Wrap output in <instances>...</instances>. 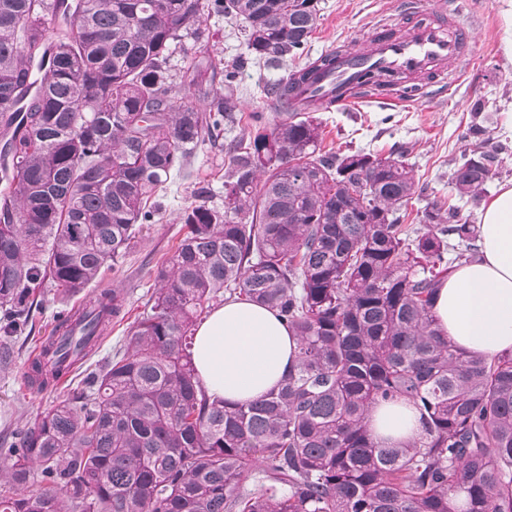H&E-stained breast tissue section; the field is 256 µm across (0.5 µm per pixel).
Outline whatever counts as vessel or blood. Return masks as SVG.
Listing matches in <instances>:
<instances>
[{
    "label": "vessel or blood",
    "mask_w": 512,
    "mask_h": 512,
    "mask_svg": "<svg viewBox=\"0 0 512 512\" xmlns=\"http://www.w3.org/2000/svg\"><path fill=\"white\" fill-rule=\"evenodd\" d=\"M370 45L362 51L333 49L330 62L316 71L296 92L297 98L313 97L346 108L361 102L365 73L394 72L401 80L415 76H447L457 86L480 47L460 9L447 17L416 20L402 16L396 29L371 32Z\"/></svg>",
    "instance_id": "vessel-or-blood-1"
}]
</instances>
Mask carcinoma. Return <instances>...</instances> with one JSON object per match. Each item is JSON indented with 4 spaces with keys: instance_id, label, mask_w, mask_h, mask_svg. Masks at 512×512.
<instances>
[{
    "instance_id": "obj_1",
    "label": "carcinoma",
    "mask_w": 512,
    "mask_h": 512,
    "mask_svg": "<svg viewBox=\"0 0 512 512\" xmlns=\"http://www.w3.org/2000/svg\"><path fill=\"white\" fill-rule=\"evenodd\" d=\"M207 12L241 23L267 69L303 58L320 18L319 0H0L4 338L39 307L31 288L77 294L122 264L191 156L227 157L224 205L203 186L183 209L186 233L123 353L0 448V512H512V356L464 355L431 313L442 278L474 257L478 225L434 203L422 228L402 223L420 195L403 149L321 153L323 105L291 101L308 63L269 89L289 111L254 112L249 142L224 143L235 75L185 51ZM496 163L495 145L464 148L457 195L479 200ZM220 298L269 308L299 340L296 367L250 403L210 399L192 362L197 319ZM121 307L115 290L90 302L76 349ZM67 346L33 376L59 374ZM402 398L420 438L382 445L369 408Z\"/></svg>"
}]
</instances>
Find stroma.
Instances as JSON below:
<instances>
[{
	"label": "stroma",
	"mask_w": 512,
	"mask_h": 512,
	"mask_svg": "<svg viewBox=\"0 0 512 512\" xmlns=\"http://www.w3.org/2000/svg\"><path fill=\"white\" fill-rule=\"evenodd\" d=\"M399 2L320 0V19L307 46L308 60L333 48L360 45L377 24L398 15ZM464 7L478 20L476 35L482 52L456 89L434 85L425 89L424 104L410 108L375 100L318 115L322 151L363 149L385 156L397 147L407 148L415 180L425 188L421 200L408 207L405 221L409 224L425 202L454 204L462 214H477L472 202L458 199L449 181L453 163L466 144L487 140L502 147L503 162L486 185V197H493L501 185L512 181V63L506 61L502 43L506 5L504 0H464ZM201 28L210 56L222 65L238 68L240 120L232 136L248 138L250 113L276 112L267 89L284 72L245 61L246 50L238 28L223 15H206ZM224 171L223 154L201 151L174 178L159 197V213L143 230L140 244L123 265L106 273L105 287L116 290L124 300V318L111 324L98 347L64 384L33 388L26 385L25 375L35 348L58 311L77 307L85 299L81 293L63 298L42 289L43 303L34 315L31 332L12 337L13 356L8 362H0V448L25 424L80 392L87 373L114 358L124 344L127 327L142 315L155 291L157 263L173 253L185 233L181 214L193 201L196 184L209 186L215 199H223Z\"/></svg>",
	"instance_id": "35a3bbf8"
}]
</instances>
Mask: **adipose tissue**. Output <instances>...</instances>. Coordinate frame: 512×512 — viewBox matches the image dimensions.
<instances>
[{
    "label": "adipose tissue",
    "instance_id": "ef3b65f1",
    "mask_svg": "<svg viewBox=\"0 0 512 512\" xmlns=\"http://www.w3.org/2000/svg\"><path fill=\"white\" fill-rule=\"evenodd\" d=\"M438 331L465 355H512V182L503 184L481 212L478 255L444 279L433 301ZM299 341L272 310L229 301L197 327L193 363L206 393L245 404L276 390L294 368ZM419 414L407 401L373 405V437L403 446L421 433Z\"/></svg>",
    "mask_w": 512,
    "mask_h": 512
}]
</instances>
